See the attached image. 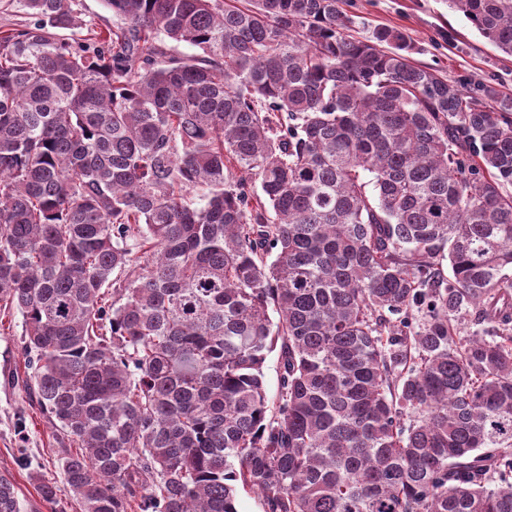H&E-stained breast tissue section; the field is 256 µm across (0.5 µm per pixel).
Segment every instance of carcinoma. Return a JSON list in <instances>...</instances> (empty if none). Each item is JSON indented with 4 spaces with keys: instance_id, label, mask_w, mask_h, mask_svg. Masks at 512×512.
I'll list each match as a JSON object with an SVG mask.
<instances>
[{
    "instance_id": "carcinoma-1",
    "label": "carcinoma",
    "mask_w": 512,
    "mask_h": 512,
    "mask_svg": "<svg viewBox=\"0 0 512 512\" xmlns=\"http://www.w3.org/2000/svg\"><path fill=\"white\" fill-rule=\"evenodd\" d=\"M23 2L0 306L82 512H512V93L343 0ZM448 2L512 55V0ZM73 8L79 13L78 26L71 30H64L66 37L88 39L93 37L91 36L93 30L99 31L105 29L106 25L121 24V20L112 15L103 0H76Z\"/></svg>"
}]
</instances>
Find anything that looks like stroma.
Segmentation results:
<instances>
[{"label":"stroma","mask_w":512,"mask_h":512,"mask_svg":"<svg viewBox=\"0 0 512 512\" xmlns=\"http://www.w3.org/2000/svg\"><path fill=\"white\" fill-rule=\"evenodd\" d=\"M347 14L367 28H395L411 39L412 57L439 70L455 84L472 88L489 82L512 92V56L489 44L448 0H343ZM78 25L75 39L90 38L105 26L119 25L103 0H75ZM22 317L0 313V472L10 473L21 512H50L37 489V477L58 483L67 512L80 505L63 484L58 463V440L26 386L27 369L20 347Z\"/></svg>","instance_id":"35a3bbf8"}]
</instances>
